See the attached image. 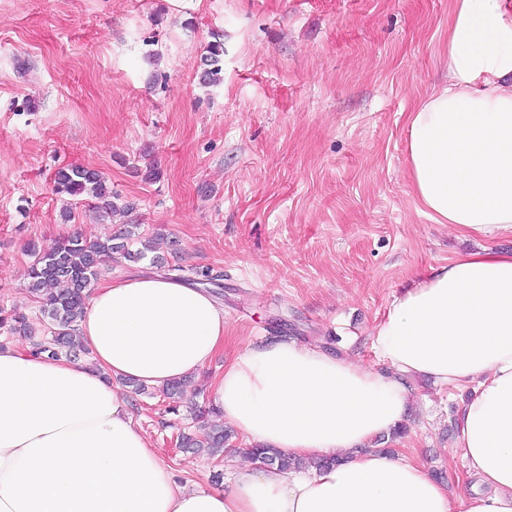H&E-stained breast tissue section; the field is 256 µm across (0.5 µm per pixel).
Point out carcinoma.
Here are the masks:
<instances>
[{"mask_svg":"<svg viewBox=\"0 0 512 512\" xmlns=\"http://www.w3.org/2000/svg\"><path fill=\"white\" fill-rule=\"evenodd\" d=\"M224 43L215 40L208 44L202 58L201 81L206 85L221 82V60ZM54 192L60 196L87 195L93 206L107 216L127 212L130 206L117 204L119 195L112 192L105 178L96 170L84 167L59 169L54 177ZM35 260L27 271V290L31 297L42 303L43 315L48 319L51 337L34 339L26 314L13 308L6 315L0 314V327L12 332H22L32 338V349L50 360L70 358L72 353L83 349L77 334V322L82 317L88 288L93 280L109 270L118 259L138 262L152 255L153 264L163 267L167 258L154 253L153 238L142 236L130 228L103 240H87L74 233L65 236L48 251L41 252L29 246ZM229 433L224 426L202 418L199 432L181 436L179 447L204 452L215 457L223 453ZM252 461L262 467L275 468L280 472L300 468H325L341 462L339 458H324L305 462L292 458L274 448L247 450Z\"/></svg>","mask_w":512,"mask_h":512,"instance_id":"cac0c4a2","label":"carcinoma"}]
</instances>
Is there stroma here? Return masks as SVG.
I'll list each match as a JSON object with an SVG mask.
<instances>
[{"mask_svg": "<svg viewBox=\"0 0 512 512\" xmlns=\"http://www.w3.org/2000/svg\"><path fill=\"white\" fill-rule=\"evenodd\" d=\"M451 0H0V308H22L29 244L112 235L63 167L105 176L126 221L173 241L179 281L205 286L228 339L176 411L131 395L161 457L205 487L246 444L184 451L212 383L248 342L285 336L373 363L372 330L429 268L512 236L466 235L424 215L406 173L407 117L446 80ZM224 42L223 81H200ZM158 166L159 181L137 169ZM215 278L205 281L204 271ZM395 448L457 493V390L411 381Z\"/></svg>", "mask_w": 512, "mask_h": 512, "instance_id": "35a3bbf8", "label": "stroma"}]
</instances>
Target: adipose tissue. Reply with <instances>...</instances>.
<instances>
[{"label": "adipose tissue", "mask_w": 512, "mask_h": 512, "mask_svg": "<svg viewBox=\"0 0 512 512\" xmlns=\"http://www.w3.org/2000/svg\"><path fill=\"white\" fill-rule=\"evenodd\" d=\"M450 81L408 115L407 174L422 213L512 235V0H452ZM78 334L93 361L0 349V512H512V252L430 268L373 332L375 364L288 338L250 343L212 386L248 445L306 461L246 462L224 490L179 484L122 385L162 387L223 350L224 311L161 276L104 280ZM416 378L471 390L457 413V495L422 463L373 450L407 416ZM336 458L318 469L317 458Z\"/></svg>", "instance_id": "ef3b65f1"}]
</instances>
